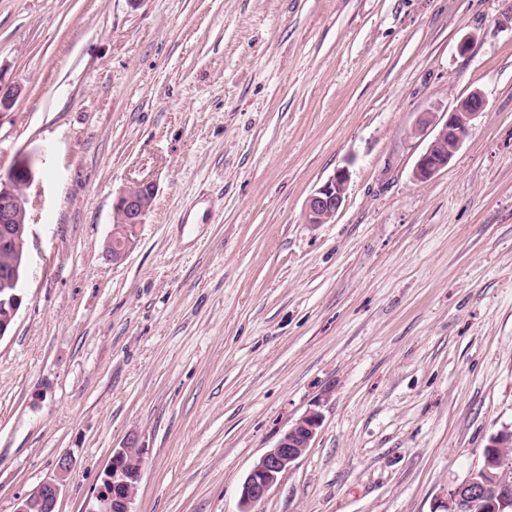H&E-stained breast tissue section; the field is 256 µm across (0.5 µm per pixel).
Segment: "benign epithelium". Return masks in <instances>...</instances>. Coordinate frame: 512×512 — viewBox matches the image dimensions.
<instances>
[{
  "mask_svg": "<svg viewBox=\"0 0 512 512\" xmlns=\"http://www.w3.org/2000/svg\"><path fill=\"white\" fill-rule=\"evenodd\" d=\"M487 100L480 90L461 98L448 112L446 120L434 112H425L417 127L436 130L424 153L417 160L413 178L425 182L448 167L469 135L473 121L485 111ZM33 173L24 164L0 176V238L14 245L17 252L11 274L0 280V339L9 331L22 304V281L19 267L21 248L29 236L25 189ZM348 175L337 171L313 190L307 198L304 219L307 224H328L338 213L347 195ZM156 192L148 180L132 183L115 201L116 223L138 228L149 210ZM135 240L121 244L110 236L104 244L106 259L120 261L133 249ZM321 417L308 413L299 418L261 456L250 470L240 489V512H257L256 506L266 498L280 476L290 470L308 448L312 447ZM74 468L72 458L56 462V479L17 499L14 512H55L61 486ZM142 452L139 448H115L103 470L101 484L87 501L84 512H131L141 477ZM447 512H512V432L501 431L483 449L481 463L448 493Z\"/></svg>",
  "mask_w": 512,
  "mask_h": 512,
  "instance_id": "7a95c632",
  "label": "benign epithelium"
}]
</instances>
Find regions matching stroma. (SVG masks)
Returning a JSON list of instances; mask_svg holds the SVG:
<instances>
[{"mask_svg": "<svg viewBox=\"0 0 512 512\" xmlns=\"http://www.w3.org/2000/svg\"><path fill=\"white\" fill-rule=\"evenodd\" d=\"M512 0H0V173L30 164L23 301L0 338V512L116 448L133 512H444L512 429ZM467 54H459L461 40ZM487 107L414 181L422 113ZM349 174L333 223L309 195ZM156 186L137 244L113 202ZM156 192L155 184L152 181L141 180L132 183L122 190L115 201L114 212L116 224H130L133 232L127 237L124 243L115 244V235H110L104 244L103 254L111 261H121L133 249L137 228L142 224L143 217L149 210ZM320 424L321 417L317 413L302 416L261 456L241 485L239 512L258 511L256 506L264 501L279 477L312 447Z\"/></svg>", "mask_w": 512, "mask_h": 512, "instance_id": "1", "label": "stroma"}]
</instances>
